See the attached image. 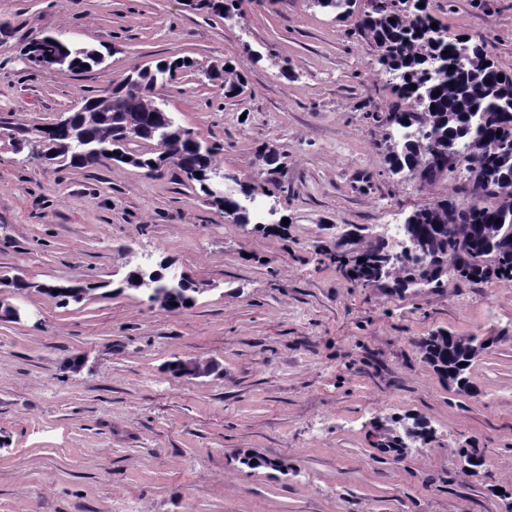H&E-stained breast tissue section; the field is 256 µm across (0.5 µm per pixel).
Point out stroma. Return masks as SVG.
Instances as JSON below:
<instances>
[{"mask_svg": "<svg viewBox=\"0 0 512 512\" xmlns=\"http://www.w3.org/2000/svg\"><path fill=\"white\" fill-rule=\"evenodd\" d=\"M433 3L512 72V0ZM369 8L340 21L313 0H243L227 20L186 0H0V276L31 284L0 288L22 312L0 317V512H512V283L402 292L348 266L371 242L398 251L413 211L472 200L464 171L389 172L393 84L357 28ZM47 32L103 64L31 68L20 49ZM166 56L198 64L160 88L168 111L218 147L226 187L280 183L285 230L234 223L172 166L32 158L23 131ZM227 60L246 81L231 99L203 75ZM164 260L196 284L192 307L120 290ZM86 282L97 290L64 307L36 289ZM440 330L493 337L473 394L425 363L418 344ZM177 357L215 370L173 377ZM406 416L430 437L383 452Z\"/></svg>", "mask_w": 512, "mask_h": 512, "instance_id": "1", "label": "stroma"}]
</instances>
